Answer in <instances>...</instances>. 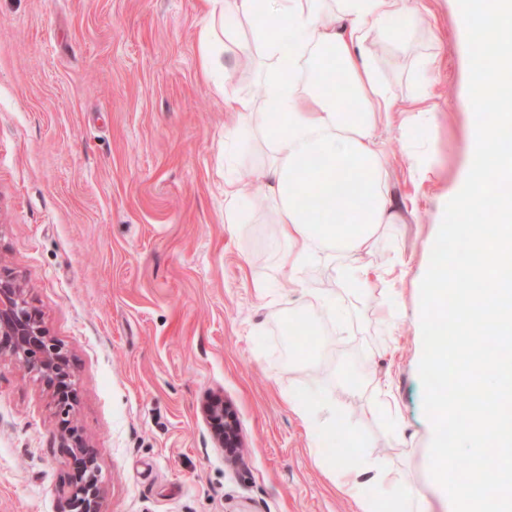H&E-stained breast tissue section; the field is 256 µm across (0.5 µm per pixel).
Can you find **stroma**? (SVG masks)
<instances>
[{
    "label": "stroma",
    "instance_id": "stroma-1",
    "mask_svg": "<svg viewBox=\"0 0 512 512\" xmlns=\"http://www.w3.org/2000/svg\"><path fill=\"white\" fill-rule=\"evenodd\" d=\"M426 6L430 24L406 52L364 45L399 103L419 60L443 65L434 115L379 132L403 217L365 257L359 299L324 258L289 276L265 199L251 223H225L224 140L240 119L201 75L199 0H0V265L67 349L102 512H361L298 413L319 401L361 439L344 464L364 495L382 494L365 470L379 463L422 512H453L429 474L420 284L465 172L472 105L458 0ZM249 54L244 43L223 52V80L256 97ZM413 150L433 161L421 184ZM300 281L317 332L292 362L280 319L296 312ZM384 379L397 437L377 407ZM214 397L234 415L240 453L215 443L203 414ZM70 470L50 391L0 363V512H65Z\"/></svg>",
    "mask_w": 512,
    "mask_h": 512
}]
</instances>
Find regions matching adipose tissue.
Instances as JSON below:
<instances>
[{
	"label": "adipose tissue",
	"mask_w": 512,
	"mask_h": 512,
	"mask_svg": "<svg viewBox=\"0 0 512 512\" xmlns=\"http://www.w3.org/2000/svg\"><path fill=\"white\" fill-rule=\"evenodd\" d=\"M337 2L331 12L324 0H202V72L222 92L223 65L212 42L220 36L238 42L239 21L258 18L249 43L264 67L261 95L225 94L224 108L253 125L266 144L259 179L281 226L289 274L325 254L337 259L344 288L363 296L369 272L361 260L374 248L380 227L397 223L400 215L384 179L378 132L436 106L428 82L396 104L363 51L372 36L405 49L426 11L423 0ZM347 184L356 188L347 203L352 218L336 226L309 200L335 199ZM374 479L387 493L371 500L349 472L337 474L339 488L359 498L362 512H382L400 498L401 482L392 470L375 467Z\"/></svg>",
	"instance_id": "1"
}]
</instances>
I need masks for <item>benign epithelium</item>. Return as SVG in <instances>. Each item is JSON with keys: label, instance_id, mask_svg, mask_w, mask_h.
Here are the masks:
<instances>
[{"label": "benign epithelium", "instance_id": "7a95c632", "mask_svg": "<svg viewBox=\"0 0 512 512\" xmlns=\"http://www.w3.org/2000/svg\"><path fill=\"white\" fill-rule=\"evenodd\" d=\"M5 357L43 382L55 397L60 447L74 465L60 486L68 512H101L102 475L95 451L74 425L70 400L74 379L65 346L49 335L40 312L29 304L24 286L11 273L0 271V359ZM204 413L214 426L218 447H240L233 414L224 402H210Z\"/></svg>", "mask_w": 512, "mask_h": 512}]
</instances>
